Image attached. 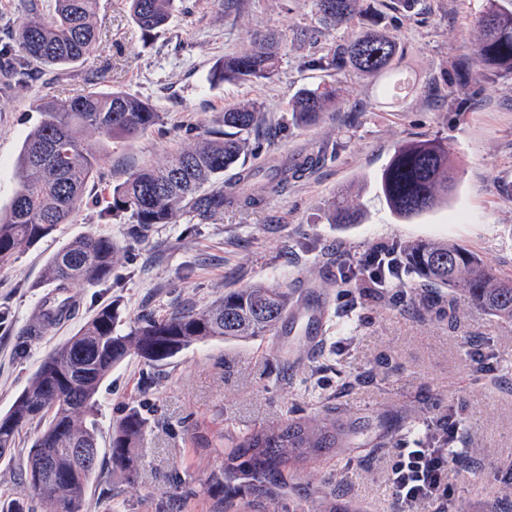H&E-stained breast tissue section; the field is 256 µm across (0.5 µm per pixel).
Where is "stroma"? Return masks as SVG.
<instances>
[{"label": "stroma", "mask_w": 512, "mask_h": 512, "mask_svg": "<svg viewBox=\"0 0 512 512\" xmlns=\"http://www.w3.org/2000/svg\"><path fill=\"white\" fill-rule=\"evenodd\" d=\"M477 6V0H415L408 10L385 8L383 24L405 45L402 67L413 80L411 90L396 98L384 95L372 77L303 68L307 55L342 43L367 22L356 16L349 29L324 28L313 0H244L229 16L220 0H178L167 26L148 36L131 20L127 0H100L106 36L90 60L67 69L34 64L23 87L0 76L1 207L17 190V157L38 120L31 110L37 98L79 94L101 81L147 100L162 117L160 128L109 143L99 177L88 186V203L0 268L1 413L40 360L110 302L130 322L146 313L201 306L230 289L277 282L299 298L317 295L326 310L321 344L300 366L288 361L289 348L307 340L300 316L276 336L199 344L157 367L127 357L103 383L92 421L105 458L113 420L125 407L143 409L150 424L138 449L139 482L128 485L102 466L85 512H280L278 502L247 498L233 485L220 503L199 494L224 457L201 447L191 429L216 419L234 430L271 427L326 406L335 407L338 418L354 420L355 430L347 447L298 465L284 498L332 489L341 499L367 503L372 512H397L385 474L387 451L402 434L400 415L422 421L451 409L481 450L477 466L451 476L456 496L512 512V500H498L495 485L512 466V321L463 302L452 310L444 304L426 309L422 300L431 290L411 276L399 304L345 288L340 279L341 255L356 258L382 244L431 238L474 249L512 273V79L483 82L451 68L473 49ZM54 8L55 0H0V44L27 15L48 17ZM303 28L314 31L315 42L293 40ZM272 30L287 39L271 79L212 81L220 60L250 52L252 34ZM322 82L337 84L339 108L316 124H295L296 91ZM233 103L254 104L264 116L254 149L240 166L266 168L297 155L317 156V163L260 208L228 211L217 222L185 218L134 235L124 218L101 217L104 187L191 145ZM435 137L448 142L457 188L446 206L397 219L377 177L399 145ZM349 185L361 188L363 216L343 230L328 222L327 205ZM88 233L117 240L127 263L107 282L73 287L72 319L22 344L49 290L42 278L45 259ZM181 479L191 493L171 498Z\"/></svg>", "instance_id": "1"}]
</instances>
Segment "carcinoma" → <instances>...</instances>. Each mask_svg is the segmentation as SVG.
Returning <instances> with one entry per match:
<instances>
[{
	"mask_svg": "<svg viewBox=\"0 0 512 512\" xmlns=\"http://www.w3.org/2000/svg\"><path fill=\"white\" fill-rule=\"evenodd\" d=\"M133 22L145 32L164 28L174 0H129ZM319 20L341 27L357 14L373 16L367 26L325 53H315L304 66L317 70L350 68L363 75L401 73L405 48L378 27L382 0H314ZM474 23L478 39L472 54L455 69L488 81L512 77V0H480ZM99 0H56L49 17L23 19L11 35L14 53L6 74L26 80L24 62L65 67L85 62L102 42ZM254 50L226 57L214 69L216 83L267 80L277 70L279 39L253 36ZM334 84L304 86L294 96L293 121L310 125L336 108ZM39 120L29 129L17 159L18 188L0 210V266L25 246L51 235L68 222L86 198L102 161V142L140 137L160 121L146 101L121 90L93 88L76 96L54 95L33 105ZM262 120L252 104L224 107V130L197 134L194 145L171 152L164 164L142 166L106 189L102 214L121 216L136 234L154 224H176L183 217L208 224L224 218L226 210L258 207L265 196L288 188V180L303 176L311 158H284L264 175L243 168L224 182L249 150L250 134ZM378 186L395 216L409 219L448 204L456 187L448 144L441 139L410 142L397 147L378 177ZM351 187L328 206L330 223L358 224L359 209ZM405 274L448 289V302L463 299L503 320H512V275L489 264L477 251L434 240L397 245ZM126 260L124 248L109 236L89 233L56 250L43 265L44 281L54 293L39 304L25 341L35 332L73 315L69 289L96 284L112 276ZM292 292L272 284H255L228 291L214 302L121 323L115 304L99 308L67 341L39 363L27 386L11 407L0 414V459H13L22 433H35L20 466V494L0 499V512H84L89 485L97 474L99 448L95 428L88 422L104 381L126 357L136 355L157 366L182 351L209 341H245L276 332L297 306ZM149 418L128 406L112 425L110 466L134 485L140 475L138 442ZM205 448L224 449V463L202 485V493L224 501V485L238 482L244 490L271 496L288 467L310 460L348 441V429L332 409L291 418L277 426L233 434L215 422L198 435ZM91 448L93 455L79 458ZM303 512H348L332 492L317 493L298 505ZM296 508V509H298ZM291 508L288 512H296Z\"/></svg>",
	"mask_w": 512,
	"mask_h": 512,
	"instance_id": "carcinoma-1",
	"label": "carcinoma"
}]
</instances>
